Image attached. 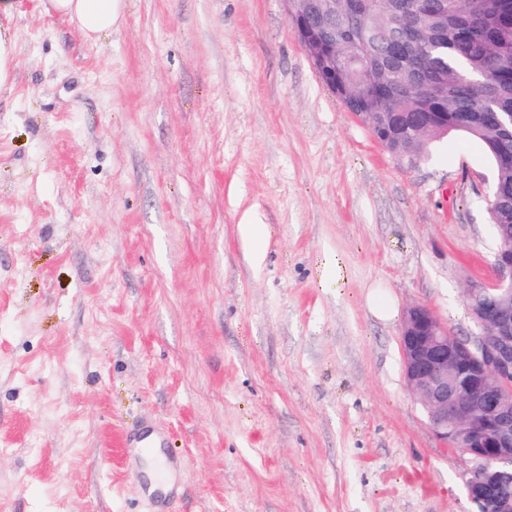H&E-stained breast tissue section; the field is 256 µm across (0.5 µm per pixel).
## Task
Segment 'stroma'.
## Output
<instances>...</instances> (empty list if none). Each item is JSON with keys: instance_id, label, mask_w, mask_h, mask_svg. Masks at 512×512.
Wrapping results in <instances>:
<instances>
[{"instance_id": "stroma-1", "label": "stroma", "mask_w": 512, "mask_h": 512, "mask_svg": "<svg viewBox=\"0 0 512 512\" xmlns=\"http://www.w3.org/2000/svg\"><path fill=\"white\" fill-rule=\"evenodd\" d=\"M14 28L0 512H472L460 453L406 387L399 317L419 304L479 334L481 146L452 133L397 161L286 0H123L94 43L21 0ZM242 224L262 225V264ZM144 433L168 492L121 445Z\"/></svg>"}]
</instances>
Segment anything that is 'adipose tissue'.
I'll return each instance as SVG.
<instances>
[{"label":"adipose tissue","mask_w":512,"mask_h":512,"mask_svg":"<svg viewBox=\"0 0 512 512\" xmlns=\"http://www.w3.org/2000/svg\"><path fill=\"white\" fill-rule=\"evenodd\" d=\"M44 13L75 26L94 41L112 31L120 16L121 0H41ZM17 10L16 0H0V91L14 84L17 33L10 20Z\"/></svg>","instance_id":"adipose-tissue-1"}]
</instances>
